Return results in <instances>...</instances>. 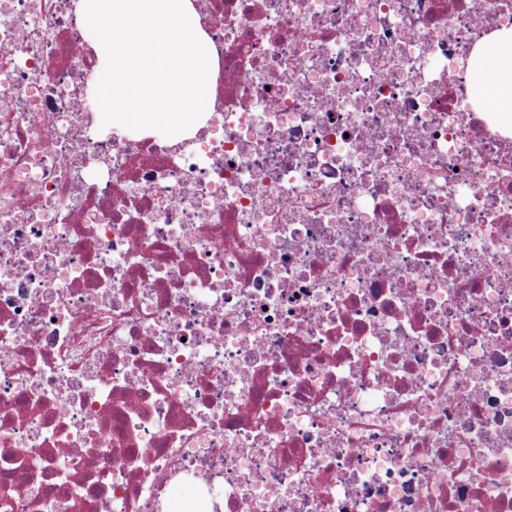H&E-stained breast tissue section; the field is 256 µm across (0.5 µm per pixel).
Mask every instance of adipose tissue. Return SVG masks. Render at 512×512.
<instances>
[{"instance_id":"obj_1","label":"adipose tissue","mask_w":512,"mask_h":512,"mask_svg":"<svg viewBox=\"0 0 512 512\" xmlns=\"http://www.w3.org/2000/svg\"><path fill=\"white\" fill-rule=\"evenodd\" d=\"M470 84L489 111L512 122V31L485 40L470 61Z\"/></svg>"}]
</instances>
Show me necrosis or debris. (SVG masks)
I'll list each match as a JSON object with an SVG mask.
<instances>
[{"instance_id": "4bbe7bcc", "label": "necrosis or debris", "mask_w": 512, "mask_h": 512, "mask_svg": "<svg viewBox=\"0 0 512 512\" xmlns=\"http://www.w3.org/2000/svg\"><path fill=\"white\" fill-rule=\"evenodd\" d=\"M191 2L174 142L0 0V512H512V0ZM512 31L485 40L470 61V84L491 112H506L512 122Z\"/></svg>"}]
</instances>
